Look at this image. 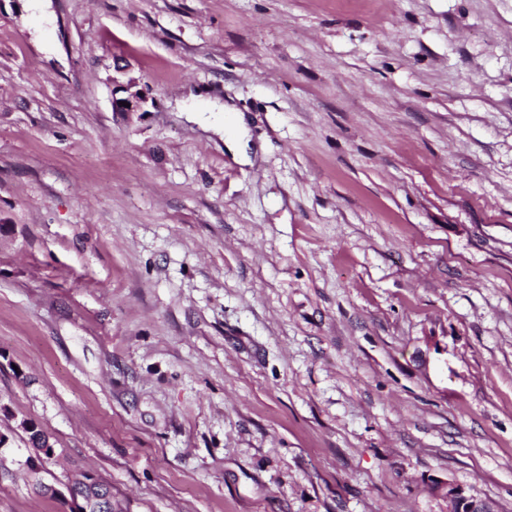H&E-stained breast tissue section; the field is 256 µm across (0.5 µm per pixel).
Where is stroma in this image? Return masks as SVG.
Instances as JSON below:
<instances>
[{"label": "stroma", "instance_id": "1", "mask_svg": "<svg viewBox=\"0 0 512 512\" xmlns=\"http://www.w3.org/2000/svg\"><path fill=\"white\" fill-rule=\"evenodd\" d=\"M23 419L114 512H512V0H0V512H70ZM138 87V81L135 78H129L125 83L112 79V107L116 112H136L142 109L146 102V97ZM125 101L130 107L121 106ZM433 491L448 501V512H497L493 501L476 498L463 487L450 482H435Z\"/></svg>", "mask_w": 512, "mask_h": 512}]
</instances>
